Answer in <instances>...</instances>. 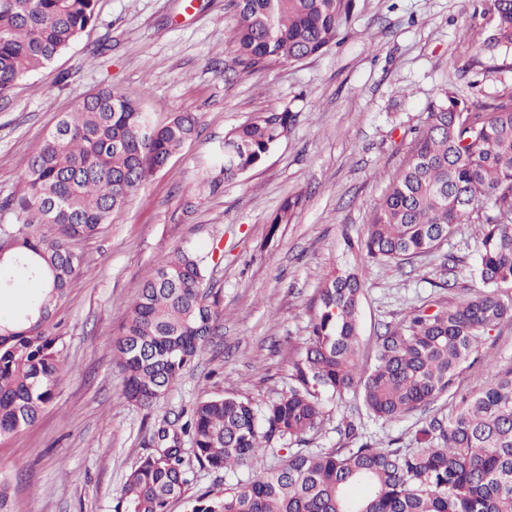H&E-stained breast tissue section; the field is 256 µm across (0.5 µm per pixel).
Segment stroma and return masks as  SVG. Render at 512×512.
Returning a JSON list of instances; mask_svg holds the SVG:
<instances>
[{"label": "stroma", "instance_id": "1", "mask_svg": "<svg viewBox=\"0 0 512 512\" xmlns=\"http://www.w3.org/2000/svg\"><path fill=\"white\" fill-rule=\"evenodd\" d=\"M355 2L339 42L322 55L248 72L229 40L230 0H97L96 20L75 42L0 100V201L24 194L26 159L88 94L109 88L138 99L158 126L181 112L199 117L198 135L149 174L110 224L71 244L83 262L54 319L68 373L33 425L0 438V477L11 480L14 512H113L126 475L152 453L165 421L208 396L246 397L261 407L285 391L333 269L363 267L359 325L368 359L385 324L478 287L470 267L476 225H456L442 248L400 267L361 261L344 239L364 236L438 89L491 100L512 91V61L481 51L487 27L472 0ZM285 105L295 121L256 168L217 194L198 190L199 171L226 132ZM295 194L303 197L295 221L270 231L271 215ZM182 247L208 255L209 284L224 302L222 328L147 411L123 394L114 341L144 280ZM449 252L466 259L452 273L444 264ZM510 366L506 323L482 343L455 395L390 423L369 418L354 398L326 399L313 445L339 447L336 428L347 415L368 440L416 448L426 419L450 415L458 395L485 389ZM278 464L267 453L210 471L189 453L186 493H220Z\"/></svg>", "mask_w": 512, "mask_h": 512}]
</instances>
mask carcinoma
<instances>
[{"label": "carcinoma", "mask_w": 512, "mask_h": 512, "mask_svg": "<svg viewBox=\"0 0 512 512\" xmlns=\"http://www.w3.org/2000/svg\"><path fill=\"white\" fill-rule=\"evenodd\" d=\"M236 63L254 72L296 64L338 42L354 0H231ZM494 16L480 49L512 55V0H486ZM95 0H0V98L65 50L92 22ZM290 107L261 112L230 129L213 149L198 187L217 193L256 167L288 132ZM198 116L154 126L139 100L110 89L84 98L59 120L25 166L27 192L3 206L35 210L57 226L47 238L30 225H0L9 251L0 261V299L36 285L29 306L0 318V436L32 425L56 396L63 342L51 331L56 306L81 257L71 242L97 234L148 173L164 167L198 131ZM302 196L287 197L270 233L294 221ZM478 224L475 273L482 287L453 304H423L384 325L372 363L361 360L357 267L325 277L306 346L292 361L291 385L261 411L238 396L198 401L181 432L198 464L230 471L269 451L281 464L188 500L187 512H512V368L416 431L415 450L359 436L343 417L340 438L354 448L311 447L325 418L324 397L352 394L368 416L397 421L450 393L490 332L512 323V93L468 102L445 87L428 105L405 164L378 200L357 247L402 265ZM221 292L207 285L205 258L189 248L150 275L115 340L126 399L153 410L218 335ZM159 449L131 470L114 512H168L185 493L178 433L159 428Z\"/></svg>", "instance_id": "cac0c4a2"}]
</instances>
